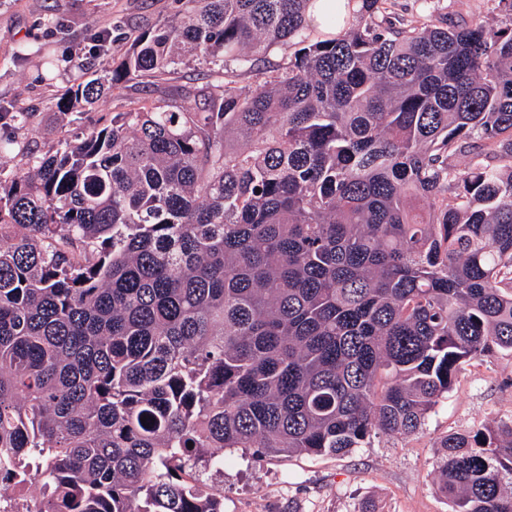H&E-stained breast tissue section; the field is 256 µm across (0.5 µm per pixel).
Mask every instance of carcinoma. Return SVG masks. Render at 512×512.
Returning a JSON list of instances; mask_svg holds the SVG:
<instances>
[{
  "mask_svg": "<svg viewBox=\"0 0 512 512\" xmlns=\"http://www.w3.org/2000/svg\"><path fill=\"white\" fill-rule=\"evenodd\" d=\"M354 1L315 34L313 0H175L51 103L44 152L0 101V487L40 482L23 512H224L214 449L412 435L463 364L512 355V0L445 26ZM272 47L288 63L237 86ZM188 54L224 84L82 124ZM439 448L453 512H512V420Z\"/></svg>",
  "mask_w": 512,
  "mask_h": 512,
  "instance_id": "cac0c4a2",
  "label": "carcinoma"
}]
</instances>
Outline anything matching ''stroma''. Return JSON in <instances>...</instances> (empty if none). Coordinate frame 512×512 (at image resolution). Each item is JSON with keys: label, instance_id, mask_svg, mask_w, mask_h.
<instances>
[{"label": "stroma", "instance_id": "stroma-1", "mask_svg": "<svg viewBox=\"0 0 512 512\" xmlns=\"http://www.w3.org/2000/svg\"><path fill=\"white\" fill-rule=\"evenodd\" d=\"M175 0H0V100L35 112L24 136L31 148L46 150L60 120L50 110L84 73L91 59L90 35L112 34L115 49L128 48L175 11ZM399 17L452 19L464 24L472 10L456 0H392ZM143 80L106 95L87 115L88 123L111 119L134 102L156 97ZM512 419V357L496 355L463 365L452 390L429 413L416 434L380 433L370 444L337 456L281 455L256 458L252 449L228 448L224 468L209 474L224 496V512H452L435 488L440 439Z\"/></svg>", "mask_w": 512, "mask_h": 512}]
</instances>
